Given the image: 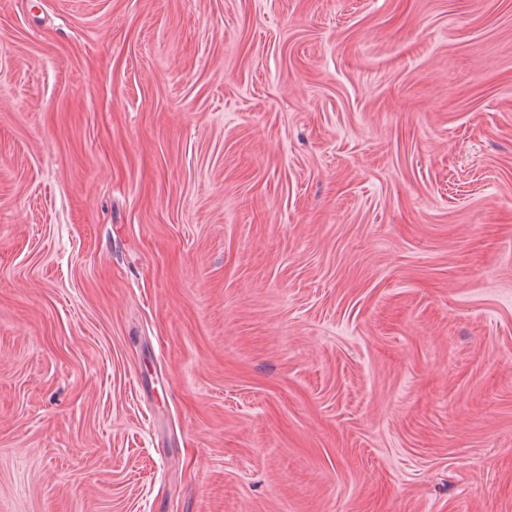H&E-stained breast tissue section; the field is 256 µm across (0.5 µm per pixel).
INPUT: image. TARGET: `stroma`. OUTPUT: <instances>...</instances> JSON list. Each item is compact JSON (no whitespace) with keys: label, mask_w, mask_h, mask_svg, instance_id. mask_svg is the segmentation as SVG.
Wrapping results in <instances>:
<instances>
[{"label":"stroma","mask_w":512,"mask_h":512,"mask_svg":"<svg viewBox=\"0 0 512 512\" xmlns=\"http://www.w3.org/2000/svg\"><path fill=\"white\" fill-rule=\"evenodd\" d=\"M0 512H512V0H0Z\"/></svg>","instance_id":"stroma-1"}]
</instances>
